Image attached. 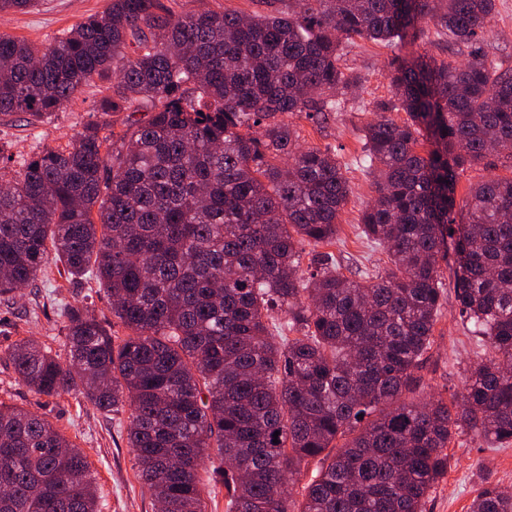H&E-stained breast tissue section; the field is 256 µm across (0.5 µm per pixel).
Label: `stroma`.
I'll use <instances>...</instances> for the list:
<instances>
[{
    "mask_svg": "<svg viewBox=\"0 0 512 512\" xmlns=\"http://www.w3.org/2000/svg\"><path fill=\"white\" fill-rule=\"evenodd\" d=\"M109 0H39L36 7L0 16V33L5 32L34 43H46L87 16L102 12ZM175 13L204 8L235 11L243 15L266 14L275 0H165ZM490 53L512 66V0H496V11L488 34ZM394 58L391 47L372 41H359L344 57L343 64L357 74L360 83L344 97L345 106L322 123L305 115L292 116L302 143L330 148L344 164L351 193L339 219V235L330 246L307 244L303 265H310L324 252L332 253L336 266L346 277L358 280L383 267L381 248L362 238L357 225L362 211L374 196L373 178L358 167L364 126L371 120L363 102L391 100L393 90L388 73ZM112 83L105 74L76 92L67 107L41 123L25 114L0 118V143L20 158L35 146L61 148L73 141L90 122H108L114 132L124 129L125 113H99L98 107ZM445 302L434 327L433 342L417 372L419 396L450 397L461 390L466 371L482 353L479 337L472 334L459 314L455 298L454 275L444 270ZM78 304L101 321L115 325L107 293L95 281L79 282L67 278L56 262H48L32 287L0 301V348L15 340L32 337L63 353L64 336L60 310ZM0 401L45 415L65 436L82 448L97 479L101 512H158L154 497L138 479V467L127 445L126 413L104 412L81 394L55 398L29 391L17 379L13 367L0 361ZM512 491V445L487 447L470 432L460 433L448 448V473L433 488L425 512H469L477 492L488 484Z\"/></svg>",
    "mask_w": 512,
    "mask_h": 512,
    "instance_id": "stroma-1",
    "label": "stroma"
}]
</instances>
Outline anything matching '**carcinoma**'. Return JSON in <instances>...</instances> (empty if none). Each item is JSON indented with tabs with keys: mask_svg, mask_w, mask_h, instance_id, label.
<instances>
[{
	"mask_svg": "<svg viewBox=\"0 0 512 512\" xmlns=\"http://www.w3.org/2000/svg\"><path fill=\"white\" fill-rule=\"evenodd\" d=\"M281 2L243 16L110 0L46 45L0 34L1 117L59 112L109 70L99 111L129 113L117 137L89 122L0 167V296L53 256L106 290L124 336L66 305L65 356L23 338L0 358L37 395L128 409V447L164 512H205L203 472L228 512H423L456 434L512 444V176L455 199L465 166L512 169V68L483 47L495 0ZM423 17L466 62L415 50ZM359 39L403 56L358 159L376 193L362 234L387 261L353 280L331 253L302 269L304 244L336 242L350 185L288 117L341 109L357 85L341 59ZM450 249L460 314L485 350L452 400H409ZM315 458L298 501L283 488ZM0 512H100L85 452L2 402ZM470 512H512V494L488 484Z\"/></svg>",
	"mask_w": 512,
	"mask_h": 512,
	"instance_id": "cac0c4a2",
	"label": "carcinoma"
}]
</instances>
